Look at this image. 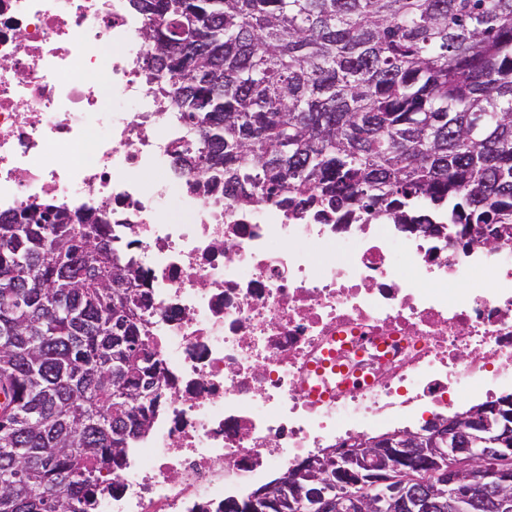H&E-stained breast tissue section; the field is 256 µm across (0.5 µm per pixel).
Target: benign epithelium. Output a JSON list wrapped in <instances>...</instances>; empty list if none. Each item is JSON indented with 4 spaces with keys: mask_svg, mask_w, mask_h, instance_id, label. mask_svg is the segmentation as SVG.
Instances as JSON below:
<instances>
[{
    "mask_svg": "<svg viewBox=\"0 0 512 512\" xmlns=\"http://www.w3.org/2000/svg\"><path fill=\"white\" fill-rule=\"evenodd\" d=\"M466 240L493 246L497 238L480 224ZM286 489L289 507L307 512H512V398L417 432L357 436L328 460L304 462L289 485L274 483L225 509L253 512Z\"/></svg>",
    "mask_w": 512,
    "mask_h": 512,
    "instance_id": "obj_1",
    "label": "benign epithelium"
}]
</instances>
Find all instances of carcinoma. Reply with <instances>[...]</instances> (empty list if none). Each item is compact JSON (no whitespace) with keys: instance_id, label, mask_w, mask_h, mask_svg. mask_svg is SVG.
I'll return each mask as SVG.
<instances>
[{"instance_id":"cac0c4a2","label":"carcinoma","mask_w":512,"mask_h":512,"mask_svg":"<svg viewBox=\"0 0 512 512\" xmlns=\"http://www.w3.org/2000/svg\"><path fill=\"white\" fill-rule=\"evenodd\" d=\"M129 2L179 158L238 203L512 225V0ZM100 223L0 217V512H91L160 403L146 294L119 287L138 268Z\"/></svg>"}]
</instances>
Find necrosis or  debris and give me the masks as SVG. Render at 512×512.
<instances>
[{
  "mask_svg": "<svg viewBox=\"0 0 512 512\" xmlns=\"http://www.w3.org/2000/svg\"><path fill=\"white\" fill-rule=\"evenodd\" d=\"M142 27L128 0H0V214L41 197L103 211L166 371L94 512H223L354 435L512 391V229L465 248L233 201L177 163Z\"/></svg>",
  "mask_w": 512,
  "mask_h": 512,
  "instance_id": "obj_1",
  "label": "necrosis or debris"
}]
</instances>
